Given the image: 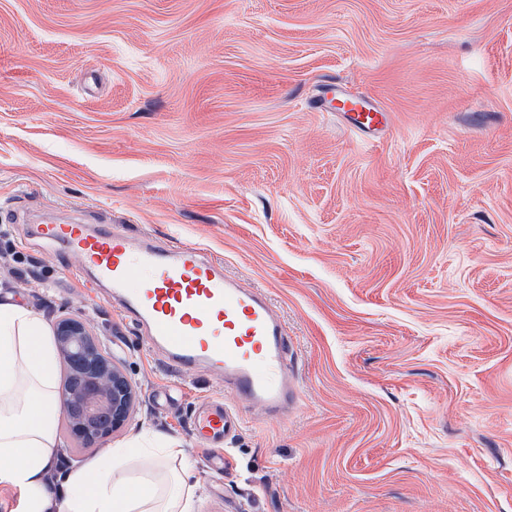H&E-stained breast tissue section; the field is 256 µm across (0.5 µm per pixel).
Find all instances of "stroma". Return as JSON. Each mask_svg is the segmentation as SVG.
Segmentation results:
<instances>
[{
	"instance_id": "stroma-1",
	"label": "stroma",
	"mask_w": 512,
	"mask_h": 512,
	"mask_svg": "<svg viewBox=\"0 0 512 512\" xmlns=\"http://www.w3.org/2000/svg\"><path fill=\"white\" fill-rule=\"evenodd\" d=\"M390 115L349 131L335 93ZM191 244L262 290L283 416L146 336L34 224ZM0 299L91 318L198 512H512V0H0ZM240 420L223 473L192 424Z\"/></svg>"
}]
</instances>
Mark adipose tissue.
Masks as SVG:
<instances>
[{"instance_id":"ef3b65f1","label":"adipose tissue","mask_w":512,"mask_h":512,"mask_svg":"<svg viewBox=\"0 0 512 512\" xmlns=\"http://www.w3.org/2000/svg\"><path fill=\"white\" fill-rule=\"evenodd\" d=\"M57 351L48 322L0 300V485L20 512H196L193 471L177 441L143 430L70 470L45 475L56 456Z\"/></svg>"}]
</instances>
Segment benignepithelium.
Masks as SVG:
<instances>
[{
    "instance_id": "benign-epithelium-1",
    "label": "benign epithelium",
    "mask_w": 512,
    "mask_h": 512,
    "mask_svg": "<svg viewBox=\"0 0 512 512\" xmlns=\"http://www.w3.org/2000/svg\"><path fill=\"white\" fill-rule=\"evenodd\" d=\"M54 339L66 373L61 405L68 434L82 447L93 448L129 420L137 389L123 366L102 348L90 320L59 316Z\"/></svg>"
}]
</instances>
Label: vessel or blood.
<instances>
[{"label": "vessel or blood", "instance_id": "1", "mask_svg": "<svg viewBox=\"0 0 512 512\" xmlns=\"http://www.w3.org/2000/svg\"><path fill=\"white\" fill-rule=\"evenodd\" d=\"M339 103L356 128L376 130L388 120L387 113L348 98ZM36 235L93 272L165 365L182 375L220 373L225 389L275 415L291 405L297 385L278 312L197 248L172 247L119 225L40 224ZM237 427L232 410L215 400L197 412L193 434L219 446Z\"/></svg>", "mask_w": 512, "mask_h": 512}]
</instances>
